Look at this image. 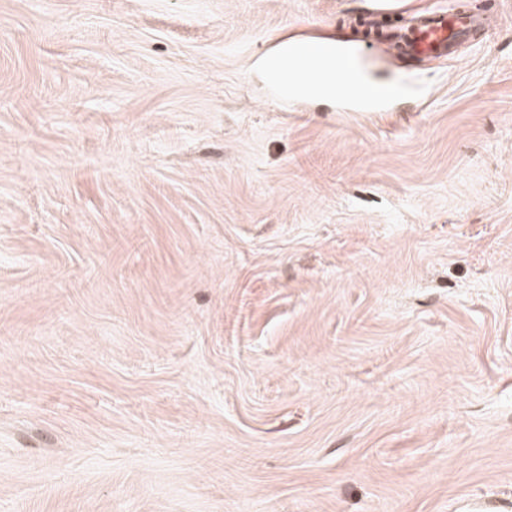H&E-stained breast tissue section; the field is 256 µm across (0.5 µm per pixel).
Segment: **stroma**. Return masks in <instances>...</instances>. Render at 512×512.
<instances>
[{
    "instance_id": "1",
    "label": "stroma",
    "mask_w": 512,
    "mask_h": 512,
    "mask_svg": "<svg viewBox=\"0 0 512 512\" xmlns=\"http://www.w3.org/2000/svg\"><path fill=\"white\" fill-rule=\"evenodd\" d=\"M453 2L0 0V512H512V0L364 34ZM432 12L419 18L411 29L392 30L385 35L387 43L399 51L421 54L425 52L448 53L453 43L466 37L470 31L484 25V18L467 11ZM290 67L297 73L303 75L306 79V84L311 89H316L320 85L326 87L333 97H336L339 92L348 90L347 87L338 88L337 85H342L346 81L345 72L349 73L353 77L352 89L360 90L365 94L375 95L373 91H380L377 95L388 94L392 92V88L387 85L369 82L364 79L357 68L349 62H346L343 52L336 48V55L333 59L336 68L342 71H331L330 72V61L328 58L323 56H316L306 52H296L291 55L288 59ZM329 74L328 81L324 80V75Z\"/></svg>"
}]
</instances>
